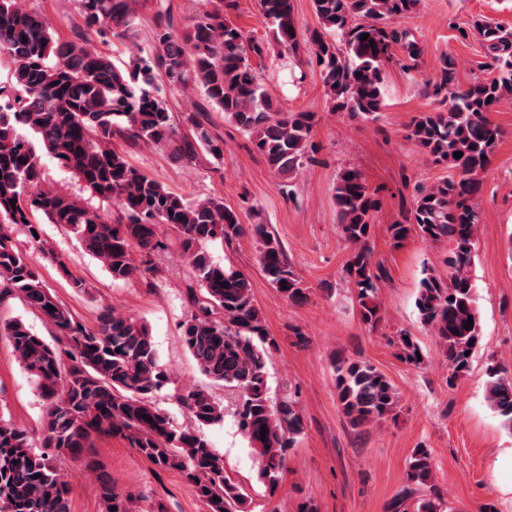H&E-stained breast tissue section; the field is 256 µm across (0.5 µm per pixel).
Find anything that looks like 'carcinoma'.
<instances>
[{
    "instance_id": "obj_1",
    "label": "carcinoma",
    "mask_w": 512,
    "mask_h": 512,
    "mask_svg": "<svg viewBox=\"0 0 512 512\" xmlns=\"http://www.w3.org/2000/svg\"><path fill=\"white\" fill-rule=\"evenodd\" d=\"M78 2L80 31L62 41L22 7V0H0V53L16 62L11 86L0 85V309L18 299L57 332L50 343L22 320L0 316V340L9 344L45 403L44 445L54 449L35 451L22 429L0 418V512H69L68 484L57 459L82 458L95 434L120 435L154 465L179 473L207 512H252L242 485L204 434L223 419V405L205 389L180 388L175 397L190 424L177 423L156 404L155 396L171 379L146 326L105 308L97 325L86 327L50 291L13 230L23 229L44 260L65 268L40 237L41 224L33 222L41 215L44 223L72 234L114 281L129 279L141 266L150 269L154 253L166 247L164 231L174 232L192 268L184 345L199 371L231 392L239 428L257 458L258 478L275 489L287 467V449L304 433V419L294 400L271 399L270 338L249 278L215 263L209 245L249 232L272 286L292 302L305 298V288L266 224L244 223L218 197L192 199L169 190L113 150L112 138L170 146L187 161L201 151L222 159L224 140L213 133L208 113L189 115L186 133L174 126L167 96L194 86L276 174L286 177L311 161L308 145L318 113L282 111L258 82L251 58L273 47L288 59L308 42L331 108L374 120L385 106L393 47L401 46L413 61L420 55L410 32L391 26L395 18L414 13L419 0H313L319 28L309 35L295 27L294 0H260L268 23L265 42L252 40L226 17L235 0H208L210 8L184 27L171 10L159 12L155 48L147 52L139 44L138 0ZM474 28L493 76L463 86L455 60L442 55L428 87L445 109L414 117L407 137L432 162L446 166L448 175L417 187L404 220L390 227L398 243L417 233L452 244L448 282L424 278L416 301L421 322L444 351L450 385L469 371L465 352H475L480 341L472 278L480 223L474 199L482 189L479 174L505 136L490 112L512 101V28L483 20ZM364 34L369 39L361 40ZM114 41L131 52L123 68L95 47ZM457 151L463 152L459 159ZM43 152L82 181L91 196L112 202L114 210L93 209L60 189L41 186ZM334 199L340 232L354 246L345 272L358 290L363 321L375 326L381 320L376 293L386 276L368 247L376 199L355 168L340 173ZM470 317L473 327L466 329ZM395 344L401 360L420 364L421 349L408 333H400ZM335 374L339 407L352 428L392 414L397 392L376 366L339 358ZM486 377V402L512 432V372L490 365ZM406 476L409 487L396 507L420 489L426 495L416 500L414 512H447L430 450H414ZM97 482L104 512H136L132 497L118 492L111 476L101 474Z\"/></svg>"
}]
</instances>
